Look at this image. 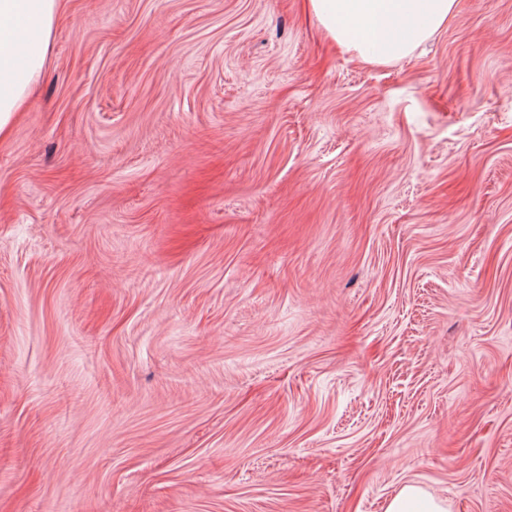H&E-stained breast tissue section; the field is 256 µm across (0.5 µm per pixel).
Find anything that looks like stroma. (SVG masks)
I'll return each mask as SVG.
<instances>
[{
  "label": "stroma",
  "mask_w": 512,
  "mask_h": 512,
  "mask_svg": "<svg viewBox=\"0 0 512 512\" xmlns=\"http://www.w3.org/2000/svg\"><path fill=\"white\" fill-rule=\"evenodd\" d=\"M512 512V0L384 65L304 0H67L0 141V512ZM386 512H450L447 501L432 497L420 484L402 485L390 498Z\"/></svg>",
  "instance_id": "obj_1"
}]
</instances>
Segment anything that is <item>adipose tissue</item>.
Segmentation results:
<instances>
[{
	"instance_id": "1",
	"label": "adipose tissue",
	"mask_w": 512,
	"mask_h": 512,
	"mask_svg": "<svg viewBox=\"0 0 512 512\" xmlns=\"http://www.w3.org/2000/svg\"><path fill=\"white\" fill-rule=\"evenodd\" d=\"M65 0H0V140L25 112ZM457 0H307L325 35L366 64L412 53L445 27ZM385 512H450L420 484L402 485Z\"/></svg>"
}]
</instances>
